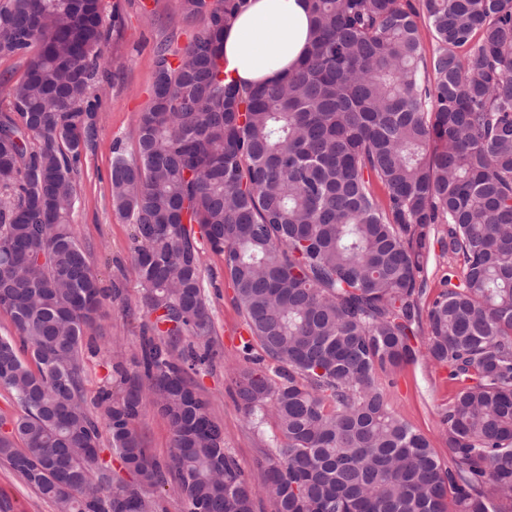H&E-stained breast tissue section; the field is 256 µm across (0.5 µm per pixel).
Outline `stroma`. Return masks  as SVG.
Listing matches in <instances>:
<instances>
[{
	"label": "stroma",
	"instance_id": "stroma-1",
	"mask_svg": "<svg viewBox=\"0 0 512 512\" xmlns=\"http://www.w3.org/2000/svg\"><path fill=\"white\" fill-rule=\"evenodd\" d=\"M104 27L108 32L105 55L108 76L97 93V137L93 149L83 155L75 178L74 232L91 256L94 272L103 287L118 285L121 300L106 305L96 325L86 330L83 365L87 399L110 385L116 360H130L140 352L142 336L155 320L142 302L143 290L132 258L133 226L112 208L110 171L114 146L126 153L135 150L136 130L155 81L156 52L168 47L177 54L200 35L206 21L187 14L181 0H102ZM443 225L430 231L431 251L425 273L426 294L435 297L444 278L460 279L461 270L443 252L439 243ZM201 274L214 321L208 338L210 358L193 374L192 381L209 400L214 417L224 429V446L234 457L246 479L260 485L263 473L257 465L262 452L260 434L277 430L274 416H266L261 429H254L238 407L232 376L245 365L242 329L245 318L234 300L232 284L225 272L223 255L209 245L201 247ZM416 361L382 375L381 387L388 409L408 422L430 442L440 462H448L446 427L442 414L458 390L449 381L448 369L428 360L425 337L414 340ZM148 455L166 461L173 451L172 432L165 418L146 410L136 423ZM0 500L10 512H56L55 504L41 497L16 473L0 463Z\"/></svg>",
	"mask_w": 512,
	"mask_h": 512
}]
</instances>
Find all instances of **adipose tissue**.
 Returning <instances> with one entry per match:
<instances>
[{
    "instance_id": "1",
    "label": "adipose tissue",
    "mask_w": 512,
    "mask_h": 512,
    "mask_svg": "<svg viewBox=\"0 0 512 512\" xmlns=\"http://www.w3.org/2000/svg\"><path fill=\"white\" fill-rule=\"evenodd\" d=\"M308 0H252L224 34L225 72L238 82H268L293 70L309 41Z\"/></svg>"
}]
</instances>
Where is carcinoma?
Returning <instances> with one entry per match:
<instances>
[{
    "instance_id": "cac0c4a2",
    "label": "carcinoma",
    "mask_w": 512,
    "mask_h": 512,
    "mask_svg": "<svg viewBox=\"0 0 512 512\" xmlns=\"http://www.w3.org/2000/svg\"><path fill=\"white\" fill-rule=\"evenodd\" d=\"M249 3L182 0L207 27L175 64L159 48L135 153L114 151L112 207L168 342L117 362L90 407L85 329L120 298L71 223L107 65L101 0H0V59L27 58L0 112V310L29 351L0 336V385L21 409L0 418V460L59 512H153L142 490L165 486L187 512H254L261 494L275 512H512V0H310L305 59L245 87L224 74V30ZM191 224L224 255L244 352H264L233 381L255 428L277 420L258 490L190 381L208 353L177 348L213 331ZM432 224L462 278L424 316ZM419 331L460 384L448 466L379 382L417 359ZM150 405L172 430L164 463L134 428ZM102 427L135 483L102 458Z\"/></svg>"
}]
</instances>
